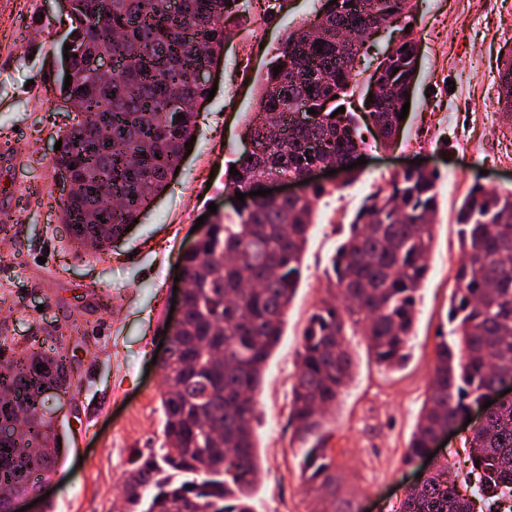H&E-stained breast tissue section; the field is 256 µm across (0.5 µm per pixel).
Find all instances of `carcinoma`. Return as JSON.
I'll use <instances>...</instances> for the list:
<instances>
[{
	"instance_id": "cac0c4a2",
	"label": "carcinoma",
	"mask_w": 512,
	"mask_h": 512,
	"mask_svg": "<svg viewBox=\"0 0 512 512\" xmlns=\"http://www.w3.org/2000/svg\"><path fill=\"white\" fill-rule=\"evenodd\" d=\"M238 0H75L69 13L71 71L55 83L77 121L57 134L53 168L70 171L72 193L61 200L75 253L111 247L163 193L188 152L198 113L171 108L177 98H204L198 72L213 68L224 48L226 19ZM311 30L288 34L262 78L253 115L244 127L246 151L227 175L245 195L234 220L215 216L196 252L179 256L191 281L183 321L161 328L170 356L161 392L164 441L138 456L125 473L123 512H253L258 455L252 422L267 362L283 335L286 311L303 274L302 256L313 224L311 185L302 198L265 201L249 195L253 181L303 179L323 162L345 167L364 141L351 121L327 110L347 100L360 42L411 16V0H317ZM116 55L112 91L92 65ZM419 52L410 34L382 52L369 78L382 88L363 94L381 144L399 134L403 104L412 99ZM72 85L64 87L66 75ZM499 111L512 115V54L503 63ZM312 91H307V87ZM315 109L296 125L298 108ZM436 171L410 169L391 177L354 216L326 270L327 297L303 332L292 386L289 423L303 445L304 485L321 498L320 512H352L336 498L338 465L327 447V417L352 378L348 337L361 336L377 362L398 368L409 357L418 292L429 271L439 202ZM112 196L115 207L102 209ZM109 225L103 234L87 213ZM461 260L454 274L449 317L459 344L441 339L433 377L404 453V462L431 452L434 429L465 415L503 378H512V190L476 180L457 215ZM41 369H36V366ZM69 359L28 346L0 372V512L10 491L32 493L66 451L64 423L33 418ZM32 415L19 436L5 434L19 414ZM470 473L463 492L448 478V463L405 492L397 512H477L494 496L512 512V397L471 431Z\"/></svg>"
}]
</instances>
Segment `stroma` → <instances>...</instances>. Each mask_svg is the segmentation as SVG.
<instances>
[{"label":"stroma","instance_id":"1","mask_svg":"<svg viewBox=\"0 0 512 512\" xmlns=\"http://www.w3.org/2000/svg\"><path fill=\"white\" fill-rule=\"evenodd\" d=\"M215 66L212 100L161 197L101 256L74 258L58 220L52 147L73 120L45 74L68 20L59 0H0V361L23 346L63 347L80 369L68 450L49 476L52 512H117L116 486L138 451L163 440L161 378L152 359L172 306L175 265L199 217L232 215L226 173L245 149L242 130L258 81L285 36L312 15L313 0H239ZM422 64L396 145L368 140L360 177H327L314 202L303 277L284 334L268 361L256 425L261 472L254 512H316L302 486L288 427L302 332L324 295V271L363 201L401 167L422 158L440 174L430 272L417 303L405 367L379 365L362 337L350 339L354 375L330 419L339 464L336 495L357 512H394L417 467L403 455L423 401L460 259L457 211L474 179L512 189V124L499 112L502 61L512 52V0H416L411 21Z\"/></svg>","mask_w":512,"mask_h":512}]
</instances>
